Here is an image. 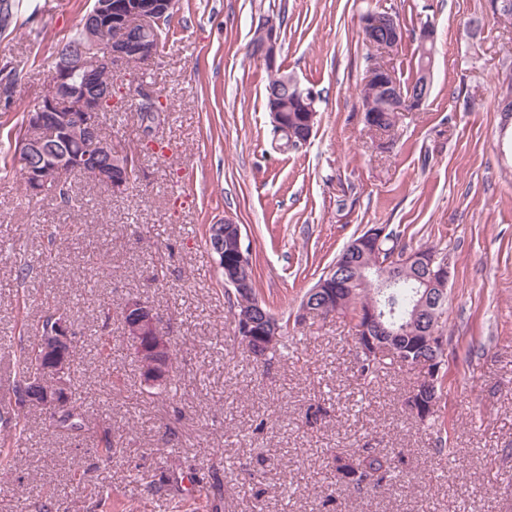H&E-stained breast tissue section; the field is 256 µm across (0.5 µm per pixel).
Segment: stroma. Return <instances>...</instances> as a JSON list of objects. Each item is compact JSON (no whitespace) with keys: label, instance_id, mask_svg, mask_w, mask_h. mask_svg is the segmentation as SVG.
<instances>
[{"label":"stroma","instance_id":"1","mask_svg":"<svg viewBox=\"0 0 512 512\" xmlns=\"http://www.w3.org/2000/svg\"><path fill=\"white\" fill-rule=\"evenodd\" d=\"M12 2L0 26V64L18 73L0 103V384L17 381L23 328L58 302L75 334L85 428L56 434L34 407L0 415L10 452L0 512H34L49 491L59 512H150L163 497L188 512H253L251 472L263 479L265 512H512V138L501 133L497 85L512 68V34L484 0H177L163 53L136 68L165 103L154 142L133 107L101 117L103 135L134 154L136 185L115 195L78 181L71 208L28 200L8 140L93 0ZM369 9L400 19L406 38L389 63L403 79L422 24L436 31L431 96L385 135L368 129L358 96ZM272 13L283 19L279 64L319 95L313 135L296 148L274 136L269 71L249 55L254 22ZM227 218L241 226L259 299L283 317L373 225L397 231L406 250L447 255L444 454L404 406L417 373L391 368L369 385L355 377L348 318L289 325L287 355L265 367L234 342L205 244L208 225ZM59 224L78 230L52 237ZM131 297L157 310L176 344V393L143 379L121 321ZM319 402L324 413L311 415ZM334 448L348 460L366 448L392 453L399 473L357 490L337 482ZM159 479L161 497L149 488Z\"/></svg>","mask_w":512,"mask_h":512}]
</instances>
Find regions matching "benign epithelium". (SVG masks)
I'll return each mask as SVG.
<instances>
[{"instance_id":"1","label":"benign epithelium","mask_w":512,"mask_h":512,"mask_svg":"<svg viewBox=\"0 0 512 512\" xmlns=\"http://www.w3.org/2000/svg\"><path fill=\"white\" fill-rule=\"evenodd\" d=\"M175 0H94L92 10L84 21L85 38L77 51L49 75L46 88L38 103L26 114L27 136L19 148L23 166L24 183L32 193H37L51 180L82 173L94 182L114 193L128 190L132 179L130 156L112 144V139L98 135L96 128L106 102L112 99V84H87L86 77L93 73L112 75L120 72V66L131 62L148 61L156 57V45L143 37V33L156 29L165 16L172 13ZM487 12L512 29V0H487ZM360 26L375 65L367 71L361 84L360 97L369 101L380 92L399 100L398 83L391 77L386 58L394 55L405 38L397 19L389 13L361 16ZM263 37L261 60L276 65L280 49L278 26L274 18L263 21L259 31ZM285 81L297 87V93L306 102L307 128L299 134L306 143L313 132L317 112L314 109L316 95L310 89L300 88L296 77ZM423 86L419 95L408 99L411 111H418L427 102L432 86V69L423 73ZM143 101V131L154 135L163 120L164 108L159 96L149 89L141 90ZM53 114V133L45 134V113ZM88 140L85 152L75 154L67 148L74 140ZM387 228L376 225L366 231L357 246L367 244L371 251L370 267L376 270L381 287L389 288L398 280L396 271L384 259L381 242ZM402 269L421 267L426 270L424 285L445 293L450 271L448 262L436 263L424 251H416L401 258ZM239 335L244 341L252 339L251 317L257 312L250 299H241ZM128 316L125 332L138 358H150L152 370L144 379L152 384L170 371V345L159 330V317L152 306L139 298L131 297L123 304ZM398 334L384 323L380 307L372 303L367 307L365 325L358 327L354 341L359 357L372 359L380 355L383 344L380 334ZM72 332L66 320L61 318L48 328L40 342L43 371L53 378L47 389L36 387L30 397L31 404L48 412L57 411L67 403L66 377L71 366L70 345Z\"/></svg>"}]
</instances>
